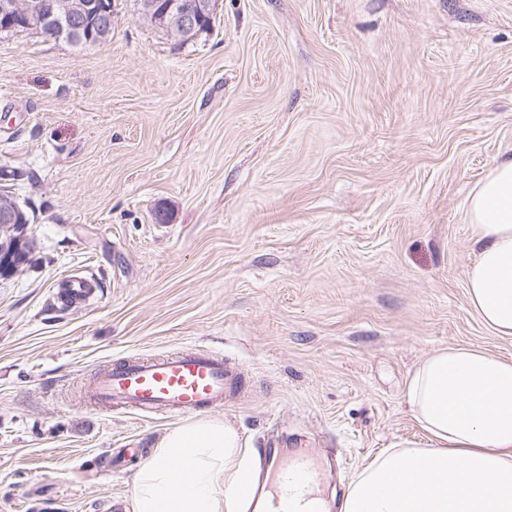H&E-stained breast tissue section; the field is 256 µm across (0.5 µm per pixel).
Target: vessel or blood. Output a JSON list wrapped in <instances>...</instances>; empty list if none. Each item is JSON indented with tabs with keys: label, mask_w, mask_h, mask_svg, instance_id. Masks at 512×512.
<instances>
[{
	"label": "vessel or blood",
	"mask_w": 512,
	"mask_h": 512,
	"mask_svg": "<svg viewBox=\"0 0 512 512\" xmlns=\"http://www.w3.org/2000/svg\"><path fill=\"white\" fill-rule=\"evenodd\" d=\"M241 387L238 373L221 352L195 345L171 354L130 356L104 366L78 380L71 397L92 408L183 418L224 408ZM320 479L311 454L275 457L256 496L271 498L270 512H316L311 499Z\"/></svg>",
	"instance_id": "vessel-or-blood-1"
}]
</instances>
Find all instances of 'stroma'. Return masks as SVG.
I'll return each mask as SVG.
<instances>
[{
  "label": "stroma",
  "mask_w": 512,
  "mask_h": 512,
  "mask_svg": "<svg viewBox=\"0 0 512 512\" xmlns=\"http://www.w3.org/2000/svg\"><path fill=\"white\" fill-rule=\"evenodd\" d=\"M511 154L512 0H218L185 43L112 0L101 47L0 35V174L33 240L0 278V512H132L175 421L70 386L188 345L240 373L216 415L256 452L334 449L323 497L428 447L418 361L512 360L466 288L469 192ZM75 273L95 292L66 308Z\"/></svg>",
  "instance_id": "stroma-1"
}]
</instances>
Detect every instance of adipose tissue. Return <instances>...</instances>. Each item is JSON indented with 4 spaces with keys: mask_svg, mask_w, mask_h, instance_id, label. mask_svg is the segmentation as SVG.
Returning a JSON list of instances; mask_svg holds the SVG:
<instances>
[{
    "mask_svg": "<svg viewBox=\"0 0 512 512\" xmlns=\"http://www.w3.org/2000/svg\"><path fill=\"white\" fill-rule=\"evenodd\" d=\"M479 252L467 272L472 307L512 338V157L470 194ZM427 448L386 452L348 486L342 512H512V360L470 347L429 354L406 386ZM252 454L228 419L168 430L139 467L133 512H248Z\"/></svg>",
    "mask_w": 512,
    "mask_h": 512,
    "instance_id": "1",
    "label": "adipose tissue"
}]
</instances>
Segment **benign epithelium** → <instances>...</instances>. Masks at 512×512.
<instances>
[{
    "label": "benign epithelium",
    "mask_w": 512,
    "mask_h": 512,
    "mask_svg": "<svg viewBox=\"0 0 512 512\" xmlns=\"http://www.w3.org/2000/svg\"><path fill=\"white\" fill-rule=\"evenodd\" d=\"M141 17L182 40L208 28L214 0H139ZM23 29L62 38L73 45L103 46L112 34V7L102 0H0V33ZM30 220L8 187H0V275L23 268L32 247Z\"/></svg>",
    "instance_id": "1"
}]
</instances>
